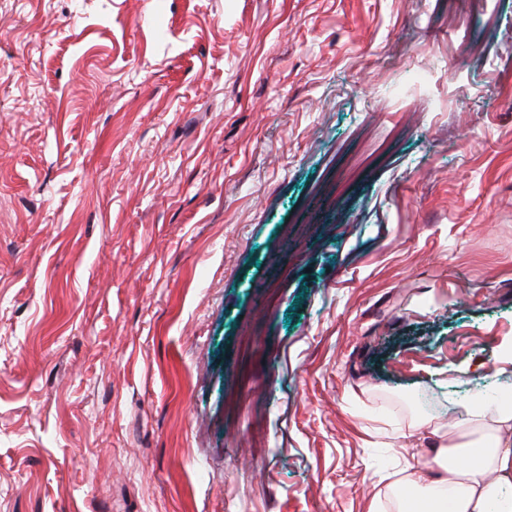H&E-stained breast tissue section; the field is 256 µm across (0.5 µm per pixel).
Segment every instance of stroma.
Masks as SVG:
<instances>
[{"label":"stroma","mask_w":512,"mask_h":512,"mask_svg":"<svg viewBox=\"0 0 512 512\" xmlns=\"http://www.w3.org/2000/svg\"><path fill=\"white\" fill-rule=\"evenodd\" d=\"M511 341L512 0H0V512H370Z\"/></svg>","instance_id":"obj_1"}]
</instances>
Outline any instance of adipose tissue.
Masks as SVG:
<instances>
[{"instance_id": "1", "label": "adipose tissue", "mask_w": 512, "mask_h": 512, "mask_svg": "<svg viewBox=\"0 0 512 512\" xmlns=\"http://www.w3.org/2000/svg\"><path fill=\"white\" fill-rule=\"evenodd\" d=\"M459 443L433 459L406 462L387 495H374L371 512H413L419 500L438 512H512V402L466 407Z\"/></svg>"}]
</instances>
